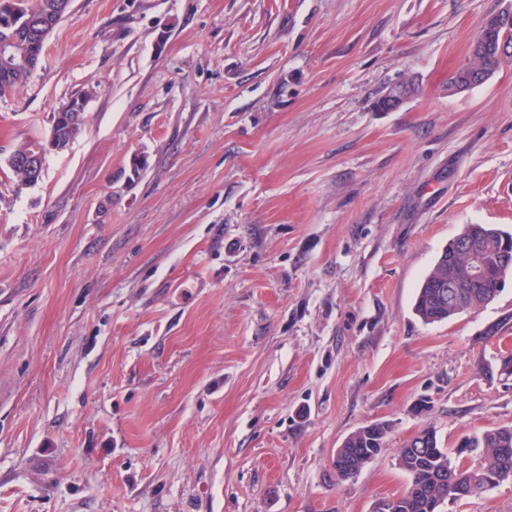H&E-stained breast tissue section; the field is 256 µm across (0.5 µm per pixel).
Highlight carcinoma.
Instances as JSON below:
<instances>
[{
    "instance_id": "1",
    "label": "carcinoma",
    "mask_w": 512,
    "mask_h": 512,
    "mask_svg": "<svg viewBox=\"0 0 512 512\" xmlns=\"http://www.w3.org/2000/svg\"><path fill=\"white\" fill-rule=\"evenodd\" d=\"M18 16L0 23V44L10 46L12 57H0V81L14 88L24 82L29 70L23 61L40 59L41 49L31 34L42 30V24L50 20L60 22L69 13L70 7L63 0H15ZM490 52L474 41L468 63L449 79L448 86L459 83L473 71L490 66ZM491 244L495 251L512 253V232L495 225ZM448 279V251L444 250L432 269L424 278L415 298L414 310L425 323L448 319V307L438 300L436 283ZM390 426L386 422H375L368 429L350 434L338 449L340 461L335 468L342 480L353 478L368 462L386 448V437ZM468 451L455 449V454L477 457V464L463 466L452 461L447 450L440 447L436 433L430 429L418 431L399 449V467L408 475L409 482L401 494L397 512H437L440 495L455 488L468 497L479 496L489 489L495 477L506 481L512 479V426L500 427L467 439Z\"/></svg>"
}]
</instances>
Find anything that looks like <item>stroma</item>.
Returning <instances> with one entry per match:
<instances>
[{
    "instance_id": "stroma-1",
    "label": "stroma",
    "mask_w": 512,
    "mask_h": 512,
    "mask_svg": "<svg viewBox=\"0 0 512 512\" xmlns=\"http://www.w3.org/2000/svg\"><path fill=\"white\" fill-rule=\"evenodd\" d=\"M512 0H72L0 97V512H371L397 452L512 426V274L427 324L464 225L512 230ZM417 95L375 109L387 87ZM86 100L17 186L10 153ZM391 426L357 476L345 438ZM441 512H512V480ZM481 29L474 41L470 58L468 60V63L457 70L449 79H448V89L452 86H455L459 83L462 78H465L466 75L470 72L477 71L474 73H471L469 76V80L466 86H462L461 88L457 89L458 93H463L468 90H472L473 88L477 87L474 86L471 88L472 84H480L484 82L487 77L489 76V73L487 71H482L485 69H490V60L489 55L490 51H485L481 44L479 43ZM481 70V71H478ZM471 88V89H470ZM85 110V100L81 97H75L69 100L59 112H55L50 134L46 141L45 146L48 151L62 152L68 145L80 134L84 127V121L78 123ZM65 117V120L63 118ZM78 123V124H77ZM69 135V144L67 143V133L69 128L73 125ZM68 131V132H67ZM67 132V133H66Z\"/></svg>"
}]
</instances>
